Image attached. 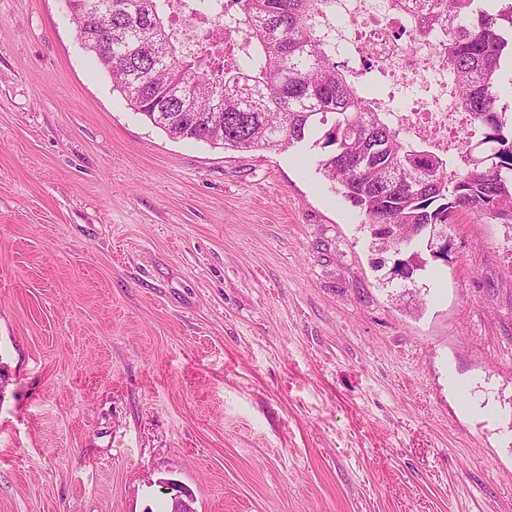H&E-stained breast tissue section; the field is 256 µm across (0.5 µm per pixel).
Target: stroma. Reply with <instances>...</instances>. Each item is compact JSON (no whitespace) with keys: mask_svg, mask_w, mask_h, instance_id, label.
<instances>
[{"mask_svg":"<svg viewBox=\"0 0 512 512\" xmlns=\"http://www.w3.org/2000/svg\"><path fill=\"white\" fill-rule=\"evenodd\" d=\"M319 154L170 138L0 0V512H512V229L386 282Z\"/></svg>","mask_w":512,"mask_h":512,"instance_id":"35a3bbf8","label":"stroma"}]
</instances>
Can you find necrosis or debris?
<instances>
[{"label":"necrosis or debris","mask_w":512,"mask_h":512,"mask_svg":"<svg viewBox=\"0 0 512 512\" xmlns=\"http://www.w3.org/2000/svg\"><path fill=\"white\" fill-rule=\"evenodd\" d=\"M326 16L337 53L428 90V99L416 112H403L391 96L374 101L376 108L402 121L406 136L428 140L439 154L471 140L474 124L448 91V67L439 35H395L391 0H327Z\"/></svg>","instance_id":"4bbe7bcc"}]
</instances>
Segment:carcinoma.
<instances>
[{
  "mask_svg": "<svg viewBox=\"0 0 512 512\" xmlns=\"http://www.w3.org/2000/svg\"><path fill=\"white\" fill-rule=\"evenodd\" d=\"M80 41L131 109L179 140L226 149L287 151L313 142L317 170L359 210L375 244L398 256L389 274L413 276L426 250L448 261L430 233L469 212L512 226V126L496 82L512 55V7L482 0H392L419 33L442 36L450 89L476 124L464 151L440 156L407 140L372 108L376 78L336 61L326 0H81ZM247 37V57L224 28Z\"/></svg>",
  "mask_w": 512,
  "mask_h": 512,
  "instance_id": "1",
  "label": "carcinoma"
}]
</instances>
